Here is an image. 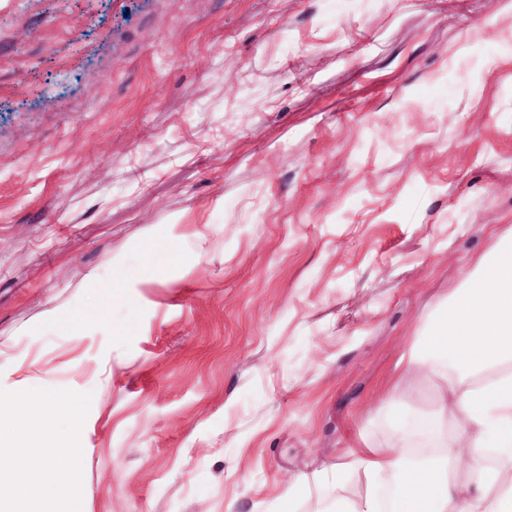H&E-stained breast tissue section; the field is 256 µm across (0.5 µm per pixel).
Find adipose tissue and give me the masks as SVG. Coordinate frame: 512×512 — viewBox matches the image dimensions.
Returning a JSON list of instances; mask_svg holds the SVG:
<instances>
[{
	"label": "adipose tissue",
	"mask_w": 512,
	"mask_h": 512,
	"mask_svg": "<svg viewBox=\"0 0 512 512\" xmlns=\"http://www.w3.org/2000/svg\"><path fill=\"white\" fill-rule=\"evenodd\" d=\"M396 368L437 388L424 436L434 450L357 449L347 466L363 473L367 490L342 512H512V233ZM495 369V382L479 383Z\"/></svg>",
	"instance_id": "1"
}]
</instances>
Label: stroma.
<instances>
[{
	"label": "stroma",
	"mask_w": 512,
	"mask_h": 512,
	"mask_svg": "<svg viewBox=\"0 0 512 512\" xmlns=\"http://www.w3.org/2000/svg\"><path fill=\"white\" fill-rule=\"evenodd\" d=\"M511 229L512 0H0V390L91 394L82 512L362 495Z\"/></svg>",
	"instance_id": "obj_1"
}]
</instances>
